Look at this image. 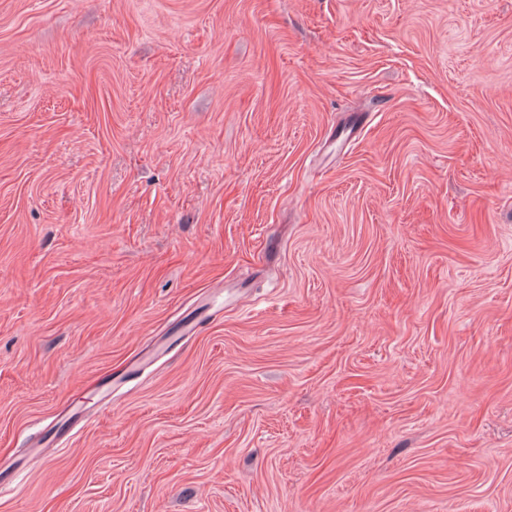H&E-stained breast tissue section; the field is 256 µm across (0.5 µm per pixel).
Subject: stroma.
I'll list each match as a JSON object with an SVG mask.
<instances>
[{"label":"stroma","instance_id":"stroma-1","mask_svg":"<svg viewBox=\"0 0 512 512\" xmlns=\"http://www.w3.org/2000/svg\"><path fill=\"white\" fill-rule=\"evenodd\" d=\"M0 512H512V0H0Z\"/></svg>","mask_w":512,"mask_h":512}]
</instances>
